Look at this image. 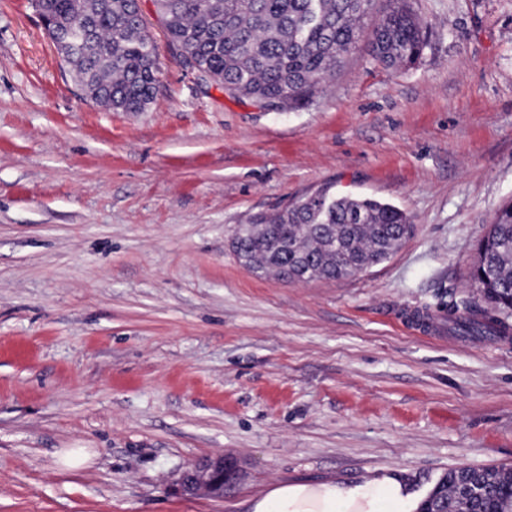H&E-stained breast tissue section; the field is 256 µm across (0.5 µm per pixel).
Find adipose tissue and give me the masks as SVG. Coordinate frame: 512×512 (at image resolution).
<instances>
[{
  "mask_svg": "<svg viewBox=\"0 0 512 512\" xmlns=\"http://www.w3.org/2000/svg\"><path fill=\"white\" fill-rule=\"evenodd\" d=\"M421 498L402 473L356 482H294L249 500L246 512H417Z\"/></svg>",
  "mask_w": 512,
  "mask_h": 512,
  "instance_id": "1",
  "label": "adipose tissue"
}]
</instances>
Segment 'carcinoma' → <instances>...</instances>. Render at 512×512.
Returning <instances> with one entry per match:
<instances>
[{
	"label": "carcinoma",
	"instance_id": "1",
	"mask_svg": "<svg viewBox=\"0 0 512 512\" xmlns=\"http://www.w3.org/2000/svg\"><path fill=\"white\" fill-rule=\"evenodd\" d=\"M374 0H164L156 4L171 44L185 65L235 94L300 103L323 91L363 32ZM49 21L47 35L96 105L142 112L158 84L155 46L136 0H32ZM94 20L83 49L72 52L73 19ZM426 45L424 24L408 0H387L373 27L370 55L386 68L416 63ZM410 217L370 197L336 196L326 189L273 214L241 224L235 250L244 266L309 279L350 277L341 265H377L392 254ZM485 305L462 299L448 306V324L472 336L512 334V205L499 211L480 240L470 271ZM491 490L465 501L461 512H512V470L490 468Z\"/></svg>",
	"mask_w": 512,
	"mask_h": 512
}]
</instances>
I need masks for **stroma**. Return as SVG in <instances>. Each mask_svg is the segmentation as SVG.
<instances>
[{"label":"stroma","mask_w":512,"mask_h":512,"mask_svg":"<svg viewBox=\"0 0 512 512\" xmlns=\"http://www.w3.org/2000/svg\"><path fill=\"white\" fill-rule=\"evenodd\" d=\"M412 67L366 42L324 93L272 108L160 64L143 112L93 104L31 0H0V512H245L292 481L512 467V335L399 315L477 298L478 241L512 203V0H411ZM328 185L406 212L385 262L289 281L237 225ZM83 448L87 464L58 455ZM240 469L188 496L187 463ZM233 462L217 453L191 462L180 474L178 486L186 495L223 497L224 489L237 479Z\"/></svg>","instance_id":"stroma-1"}]
</instances>
